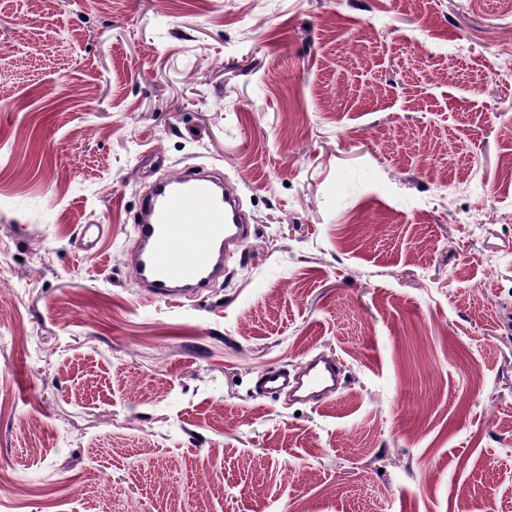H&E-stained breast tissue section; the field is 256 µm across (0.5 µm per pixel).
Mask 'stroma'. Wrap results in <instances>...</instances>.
<instances>
[{
    "instance_id": "1",
    "label": "stroma",
    "mask_w": 512,
    "mask_h": 512,
    "mask_svg": "<svg viewBox=\"0 0 512 512\" xmlns=\"http://www.w3.org/2000/svg\"><path fill=\"white\" fill-rule=\"evenodd\" d=\"M510 155L512 0H0V512H512ZM198 164L249 238L145 300ZM248 235L234 188L193 166L142 196L128 266L149 297L175 300L219 280L224 247L240 246ZM339 384V371L335 363L320 358L309 360L301 374L291 379L284 370L262 372L255 383V388L262 394H274L284 389L300 401L327 396Z\"/></svg>"
}]
</instances>
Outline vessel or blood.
Here are the masks:
<instances>
[{"instance_id":"obj_1","label":"vessel or blood","mask_w":512,"mask_h":512,"mask_svg":"<svg viewBox=\"0 0 512 512\" xmlns=\"http://www.w3.org/2000/svg\"><path fill=\"white\" fill-rule=\"evenodd\" d=\"M249 232L229 183L195 166L157 180L143 195L128 266L151 298L166 301L210 288L224 274V249L242 245ZM339 383L335 363L309 360L298 377L262 372L263 394L289 390L300 401L332 393Z\"/></svg>"}]
</instances>
